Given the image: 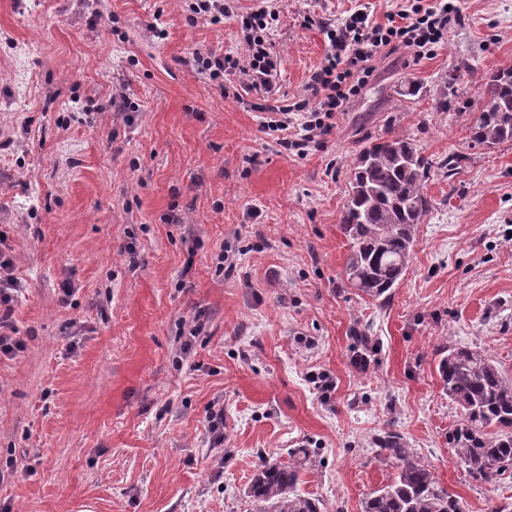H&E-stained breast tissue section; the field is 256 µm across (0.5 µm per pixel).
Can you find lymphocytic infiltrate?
I'll use <instances>...</instances> for the list:
<instances>
[{"label": "lymphocytic infiltrate", "instance_id": "1", "mask_svg": "<svg viewBox=\"0 0 512 512\" xmlns=\"http://www.w3.org/2000/svg\"><path fill=\"white\" fill-rule=\"evenodd\" d=\"M278 18L274 0H255L251 11L241 18L244 55H219L199 46L192 51L196 69L210 82L219 84L225 76L239 74L247 89L271 93L277 64L267 33ZM451 18L446 6L426 9L419 0H414L400 21L385 26L368 24L362 12L351 14L339 25L327 29L330 50L325 63L311 76L307 97L274 108L272 117L264 120V127L279 132V146L301 155L309 148L323 146L335 127L337 112L344 110L371 76L374 59L402 48L411 49L418 58L427 55L444 38ZM21 288L12 257L0 252V353L7 355L25 348L23 337L8 334L10 322L2 312Z\"/></svg>", "mask_w": 512, "mask_h": 512}]
</instances>
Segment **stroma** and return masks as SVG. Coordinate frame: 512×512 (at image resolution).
<instances>
[{
    "mask_svg": "<svg viewBox=\"0 0 512 512\" xmlns=\"http://www.w3.org/2000/svg\"><path fill=\"white\" fill-rule=\"evenodd\" d=\"M453 2L431 54L379 57L300 156L258 104L303 99L324 24L359 9L384 25L408 0H281L267 98L191 60L198 45L242 53L254 0L194 25L186 0H0V230L26 343L0 356V512H255L256 467L296 448L318 462L302 492L360 512L396 472L378 455L387 431L463 512H512V475L479 483L458 463L461 412L437 373L444 348L467 346L512 374V142L468 139L479 79L512 64V0ZM394 134L431 160V206L399 287L374 299L344 281L340 214L359 150Z\"/></svg>",
    "mask_w": 512,
    "mask_h": 512,
    "instance_id": "stroma-1",
    "label": "stroma"
}]
</instances>
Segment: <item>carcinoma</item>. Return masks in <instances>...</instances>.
<instances>
[{"mask_svg":"<svg viewBox=\"0 0 512 512\" xmlns=\"http://www.w3.org/2000/svg\"><path fill=\"white\" fill-rule=\"evenodd\" d=\"M470 140L487 147L512 141V68L487 72L480 81ZM430 164L411 139L393 135L368 143L349 178L341 228L350 241L344 268L347 282L372 298L387 296L402 280L414 247L417 225L429 211L424 192ZM443 391L461 409L448 444L468 475L493 483L512 470V374L506 375L484 351L450 347L438 362ZM380 453L395 461L397 473L371 491L361 512H462L458 500L406 442L388 433ZM316 466L309 449L297 448L284 464L264 460L246 487L257 512H330L299 491L304 471Z\"/></svg>","mask_w":512,"mask_h":512,"instance_id":"1","label":"carcinoma"}]
</instances>
